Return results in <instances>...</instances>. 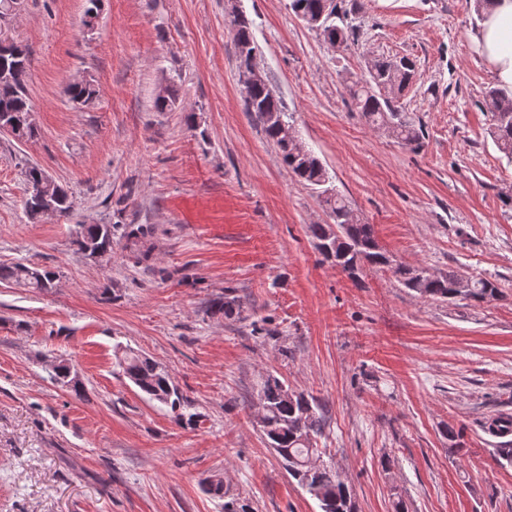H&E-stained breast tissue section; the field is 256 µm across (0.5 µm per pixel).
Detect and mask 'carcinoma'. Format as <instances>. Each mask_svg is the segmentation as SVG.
Listing matches in <instances>:
<instances>
[{
	"label": "carcinoma",
	"mask_w": 512,
	"mask_h": 512,
	"mask_svg": "<svg viewBox=\"0 0 512 512\" xmlns=\"http://www.w3.org/2000/svg\"><path fill=\"white\" fill-rule=\"evenodd\" d=\"M14 0H0V60L10 69V80L0 83V119L7 118L14 127V138L20 142L35 135V127L28 122L32 112L26 76L31 58L27 46L10 38L3 28ZM290 9L299 17L314 19L320 15L324 21L320 30L325 41L334 48H343L355 39L354 28L345 24L349 13L341 0H290ZM234 41L239 61V73H244L256 59V46L251 21L240 15L232 20ZM414 69L404 60L378 59L369 70V84L354 82L347 92L359 117L371 126L385 129L402 145L411 150L423 146L421 126L408 119L399 109L396 97L387 88L410 84ZM246 111L261 126L266 139L276 145L285 165L298 181L317 191L323 206L333 220L331 224H311L308 231L315 240L323 260L340 269L353 280H361L364 268L390 269L398 284L421 299L436 302L466 300L484 303L501 295L496 281L486 277H474L458 269L434 274L424 267H410L395 263V259L383 251L375 237L371 224L350 223L348 202L337 193H330L324 185L328 182L327 171L312 153L301 154L296 145L281 133L278 118L289 122L290 114L279 94H271V82H258L242 86ZM70 99L78 104L90 101L96 89L89 82L69 86ZM177 90L167 85V95L156 96L153 109L171 112L176 108ZM484 105L491 114L490 133L499 149L512 157V93L497 86H490L484 94ZM29 185L24 209L30 219L37 218V187L42 183V170L31 165L25 170ZM115 227L112 224H84L73 241L77 250L84 253L92 247L107 256L112 255ZM0 280L13 281L38 292L55 287L56 273L35 264L15 263L0 265ZM242 305L237 296L228 292L214 298L208 308L212 317L233 320L241 316ZM118 374L132 382L149 399L168 407L175 420L182 425L195 423V414L183 412L185 398L171 376L150 357L129 351L116 356ZM259 424L270 448L277 454L288 474L311 497L317 500L320 512H357L353 489L336 471L321 461L323 451L316 447V439L322 437L327 425L323 404L314 396L291 388L279 376L270 373L257 390ZM509 415L496 414L486 422V432L503 439L498 449L501 458L512 462V435Z\"/></svg>",
	"instance_id": "obj_1"
}]
</instances>
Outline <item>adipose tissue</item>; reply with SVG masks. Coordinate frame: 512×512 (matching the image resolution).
Listing matches in <instances>:
<instances>
[{"label": "adipose tissue", "instance_id": "ef3b65f1", "mask_svg": "<svg viewBox=\"0 0 512 512\" xmlns=\"http://www.w3.org/2000/svg\"><path fill=\"white\" fill-rule=\"evenodd\" d=\"M471 41L496 83L512 91V0H488Z\"/></svg>", "mask_w": 512, "mask_h": 512}]
</instances>
